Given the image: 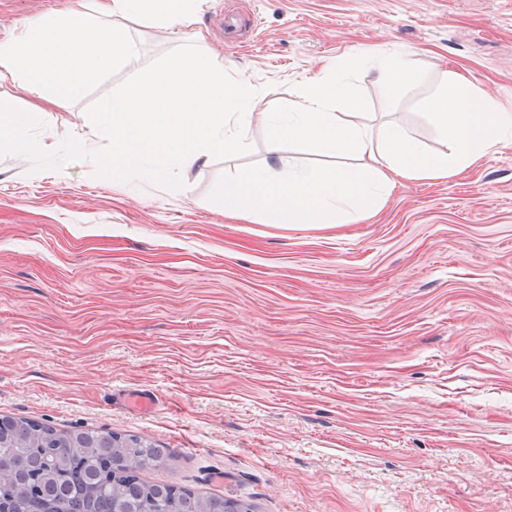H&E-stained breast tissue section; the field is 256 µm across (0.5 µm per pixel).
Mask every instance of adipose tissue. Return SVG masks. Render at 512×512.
<instances>
[{
	"instance_id": "ef3b65f1",
	"label": "adipose tissue",
	"mask_w": 512,
	"mask_h": 512,
	"mask_svg": "<svg viewBox=\"0 0 512 512\" xmlns=\"http://www.w3.org/2000/svg\"><path fill=\"white\" fill-rule=\"evenodd\" d=\"M197 12V0H93L92 13L71 9L51 15L0 41V83L21 82L35 100L29 110L0 114V139L19 154L39 150L30 126L41 102L78 95L114 66L130 62L137 49L129 22L173 33L189 28L200 41ZM354 62L370 66L394 95L427 78L409 53L360 54ZM349 95V73L340 69L304 80L289 111L267 109L268 160L226 179L212 208L241 221L261 214L269 224H346L375 215L398 184L460 173L512 138V110L479 100L472 82L460 75L438 83L423 103L443 146L435 155L401 127H386L377 136L361 113L340 118L336 109ZM286 139L314 157L335 156L339 162L284 171L277 156Z\"/></svg>"
}]
</instances>
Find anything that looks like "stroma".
Here are the masks:
<instances>
[{
	"label": "stroma",
	"instance_id": "1",
	"mask_svg": "<svg viewBox=\"0 0 512 512\" xmlns=\"http://www.w3.org/2000/svg\"><path fill=\"white\" fill-rule=\"evenodd\" d=\"M65 4L0 0V39ZM199 19L265 100L344 69L340 111L429 151L420 102L447 72L512 108V0H202ZM130 34L132 63L35 116L46 150L97 139L88 105L180 45ZM393 51L429 79L391 106L352 61ZM245 135L182 191L0 158V414L147 437L172 454L147 480L255 512H512V143L375 217L278 227L210 206L267 157L262 114Z\"/></svg>",
	"mask_w": 512,
	"mask_h": 512
}]
</instances>
